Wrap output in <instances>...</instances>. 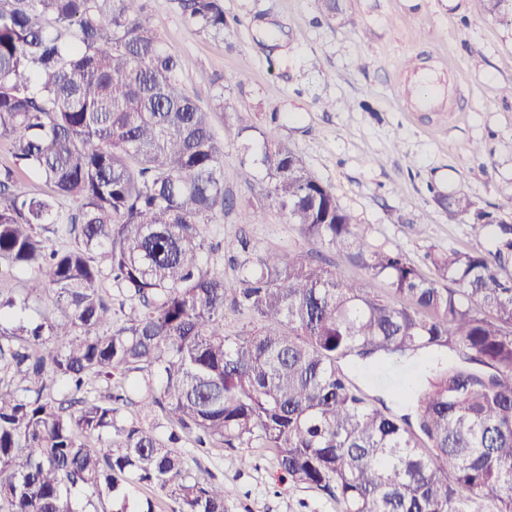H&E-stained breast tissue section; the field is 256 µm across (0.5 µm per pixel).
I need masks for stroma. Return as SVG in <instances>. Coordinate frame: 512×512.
I'll return each instance as SVG.
<instances>
[{
  "instance_id": "35a3bbf8",
  "label": "stroma",
  "mask_w": 512,
  "mask_h": 512,
  "mask_svg": "<svg viewBox=\"0 0 512 512\" xmlns=\"http://www.w3.org/2000/svg\"><path fill=\"white\" fill-rule=\"evenodd\" d=\"M324 19L316 0H224L231 24L213 39L186 25L172 0H155L154 23L175 54L183 85L203 106L215 89L224 109L216 135L242 118L274 127L374 244L400 246L423 264L429 250L484 243L478 224L451 216L435 192L466 193L501 212L512 200V20L492 17L484 0H341ZM442 90L449 112L421 107L422 70ZM242 143L224 148V188L233 210L207 232L215 243L246 230L250 247L317 249L274 206L251 221L265 194L260 172L244 178ZM424 227L414 234L412 224ZM189 467L224 484L228 512H333L320 490L282 478L271 451L192 447Z\"/></svg>"
}]
</instances>
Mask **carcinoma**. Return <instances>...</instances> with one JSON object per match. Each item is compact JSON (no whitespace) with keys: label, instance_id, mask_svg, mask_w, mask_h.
<instances>
[{"label":"carcinoma","instance_id":"obj_1","mask_svg":"<svg viewBox=\"0 0 512 512\" xmlns=\"http://www.w3.org/2000/svg\"><path fill=\"white\" fill-rule=\"evenodd\" d=\"M174 2L224 36L223 0ZM152 3L0 0V512H155L141 486L226 512L186 444L268 448L335 512H512V225L436 196L487 245L428 252L429 275L367 241L273 130L217 138ZM254 132L266 198L364 278L298 249L252 254L233 285L211 267L207 226L234 207L224 142ZM227 306L249 318L233 333ZM427 358L388 391L404 414L348 370Z\"/></svg>","mask_w":512,"mask_h":512}]
</instances>
